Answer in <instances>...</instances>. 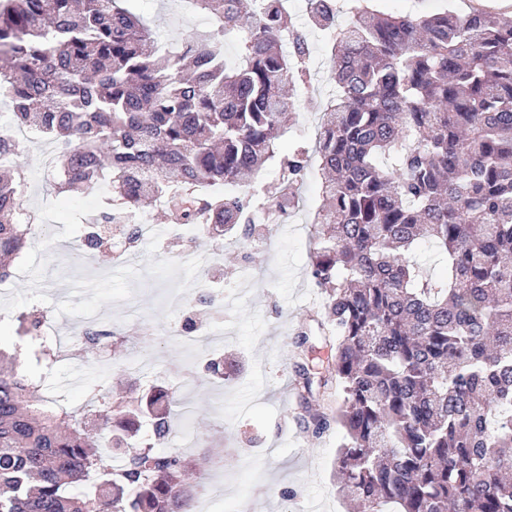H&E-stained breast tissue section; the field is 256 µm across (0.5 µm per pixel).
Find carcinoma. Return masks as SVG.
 <instances>
[{"label":"carcinoma","mask_w":512,"mask_h":512,"mask_svg":"<svg viewBox=\"0 0 512 512\" xmlns=\"http://www.w3.org/2000/svg\"><path fill=\"white\" fill-rule=\"evenodd\" d=\"M185 2L215 28L173 56L123 0L0 3L13 123L56 143L59 191L112 186L84 248L163 198L176 227L237 233L252 264L315 156L309 274L326 295L315 322L330 357L296 365L300 424L341 429L336 477L357 512H512V16H393L355 0L341 33L338 0H308L334 91L313 146L283 155L308 33L285 0ZM272 161L278 178L249 195L211 191ZM24 182L0 167V279L28 242ZM43 318L17 315V336ZM24 366L0 350V512H187L203 461L154 451L172 434L166 391L95 393L70 411ZM316 392L336 407L311 404Z\"/></svg>","instance_id":"carcinoma-1"}]
</instances>
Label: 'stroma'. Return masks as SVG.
Segmentation results:
<instances>
[{
	"label": "stroma",
	"mask_w": 512,
	"mask_h": 512,
	"mask_svg": "<svg viewBox=\"0 0 512 512\" xmlns=\"http://www.w3.org/2000/svg\"><path fill=\"white\" fill-rule=\"evenodd\" d=\"M393 14H432L449 9L464 16L492 10L512 0H375ZM155 37L181 51L209 19L183 0H128ZM306 77L314 108L300 112L280 148L313 142L319 104L333 92L330 54L318 33ZM21 161L27 192L23 205L42 224L13 266L14 282L0 293V342L15 341V318L39 309L55 322L58 336L88 327L113 329V336L90 348L37 368L43 392L56 404L83 409L93 390L112 395L173 388L171 438L163 451L208 463L192 485L197 512H349L336 480L341 441L333 429L316 438L297 423L303 399L293 388L298 360L294 340L315 316L320 297L307 272L312 242L310 217L319 203V180L308 173L299 189L301 203L275 225L255 263L237 273L241 245L200 235L196 225L172 230L164 208L146 211L156 230L153 243L116 253L124 236L114 233L102 252L77 254L83 219L102 208L110 194L103 184L91 193H57L56 179L43 168L56 145L38 137L24 141ZM224 289V317L215 354L185 348L167 335L179 313L167 306L171 292L195 303L201 276ZM225 360L231 380L210 377L211 356Z\"/></svg>",
	"instance_id": "stroma-1"
}]
</instances>
